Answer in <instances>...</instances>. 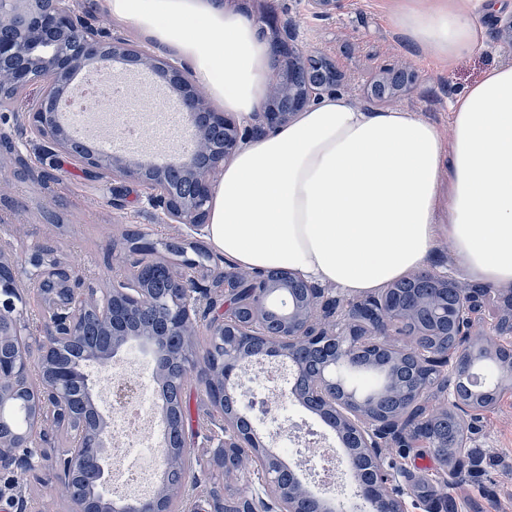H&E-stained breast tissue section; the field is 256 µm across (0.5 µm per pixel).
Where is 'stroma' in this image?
I'll return each instance as SVG.
<instances>
[{"mask_svg":"<svg viewBox=\"0 0 512 512\" xmlns=\"http://www.w3.org/2000/svg\"><path fill=\"white\" fill-rule=\"evenodd\" d=\"M227 8L252 19L275 11L281 21L292 22L301 56L320 59L340 76V92L376 110L405 108L432 122L447 125L449 103L464 87L503 63H512V48L499 43L492 31V16L476 10L485 30L483 50L463 56L452 68L438 66L403 41L389 25L385 0H340L330 17L313 14L308 0H224ZM77 14H88L90 23L105 35H119L132 46L151 47L152 41L127 22L101 12L97 0H73ZM413 71L416 81L405 92L384 99L371 95L380 72ZM168 101L153 86L135 79L110 84L98 122L101 137L112 142L116 154H125L122 130L130 124L143 130L136 152L151 154L158 129L167 125ZM29 170H18L9 155L0 156V248L16 260L28 259L33 249L52 245L61 261L75 268L95 288L111 287L113 278L127 268L123 248L125 230L136 226L154 240L192 236L183 224L162 223L146 203L135 182H119L122 206L113 208L108 182L96 181L81 166L65 156L45 158L27 145L22 149ZM53 168L55 179L48 189L32 180L34 172ZM320 428L317 416L296 403L278 410L277 423L258 425L280 459L300 476H308L311 464L290 429L301 424ZM469 434L477 452V465L466 480L446 487L442 462L427 448L405 450L391 446L386 462L405 470L425 485L432 505H452L453 512H512V390L502 394L488 410L467 416Z\"/></svg>","mask_w":512,"mask_h":512,"instance_id":"stroma-1","label":"stroma"}]
</instances>
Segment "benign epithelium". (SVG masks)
I'll list each match as a JSON object with an SVG mask.
<instances>
[{
	"label": "benign epithelium",
	"instance_id": "benign-epithelium-1",
	"mask_svg": "<svg viewBox=\"0 0 512 512\" xmlns=\"http://www.w3.org/2000/svg\"><path fill=\"white\" fill-rule=\"evenodd\" d=\"M259 34L269 38L274 52L285 58L283 71L269 88L263 111L254 124L242 129L223 112H217L176 62L131 46L116 35L104 43L100 33L75 16L70 0H48L41 10L35 0H0V88L22 89L44 83L42 96L31 102L19 128L28 143L42 154L59 153L75 159L93 178L133 179L144 189L147 204L166 224H186L201 232L221 166L240 147L247 134L261 136L290 121L336 81L295 85L288 72L300 64L290 27L265 13ZM497 39L512 46V14L494 21ZM124 60L158 77L177 96L182 110L195 124L196 146L175 165L191 183V193L181 194L169 182V164L143 158L97 153L77 142L59 117L64 87L85 69L112 82L113 61ZM14 156L25 167L13 139L0 135V153ZM156 244L144 240L129 251V273L106 292L84 286L76 271L38 247L28 263L35 269L33 291L40 299L45 332L37 335L25 322L19 306L26 305L19 288L18 261L0 255V416L9 401L27 395L32 401L26 430L0 435V475H35L47 471L65 492L69 512H96L81 487L84 476L103 494L107 512H409L406 498L418 506L421 495L403 487L402 470L385 467L383 451L396 443L403 448H436L430 425L438 416L457 410L479 411L475 400L498 396L512 388V295L504 298L505 314L479 337L471 336L480 315L486 288H470L456 279L434 273L436 287L450 298L417 293L401 298L391 287L377 296L342 300L333 288L282 270L278 277L243 272L207 253L206 268L212 284L205 286L191 270L198 262L187 260L177 271L162 262H147ZM423 307L433 320L418 329L420 336L446 335L455 330L458 350L437 344L414 343L396 348L388 343L392 331L412 320ZM205 325L210 346L197 351L194 336ZM112 332V348L101 362L117 359L128 346L152 356L158 384L169 381L170 367L181 378L203 363L200 375L206 398L217 414L214 424L224 436L204 437L210 456L202 461L190 451L186 433L175 444L163 434L159 465L163 477L152 493L132 497L112 495V415L96 410L97 425L90 431L72 397L75 376L66 369L49 371L52 357L63 346L96 334V327ZM380 349L395 359H410L416 379L402 386L394 377L386 388L403 397L408 412H386L364 393L347 385L342 372L355 354ZM277 357L297 383L280 385L276 401L296 402L316 414L343 448L340 459L352 477L348 492L313 485L285 466L267 449L256 430L240 422L253 408L241 407L238 390L248 367L264 358ZM38 366L39 383L30 382ZM438 403L429 411L426 402ZM71 438L58 448L60 435ZM259 463V487L229 495L214 490L207 504L189 498L197 488L196 466L233 476L245 465L244 456ZM472 459L467 437L449 455L442 456L444 483L455 486L463 478L464 463ZM0 498V512H33L26 488L10 484Z\"/></svg>",
	"mask_w": 512,
	"mask_h": 512
}]
</instances>
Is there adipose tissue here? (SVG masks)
Wrapping results in <instances>:
<instances>
[{"label":"adipose tissue","mask_w":512,"mask_h":512,"mask_svg":"<svg viewBox=\"0 0 512 512\" xmlns=\"http://www.w3.org/2000/svg\"><path fill=\"white\" fill-rule=\"evenodd\" d=\"M100 7L186 61L225 111H262L273 50L224 0ZM388 20L444 67L484 47L472 0H389ZM205 232L237 269L289 270L352 297L408 276L442 240L472 280L512 288V63L459 93L445 129L323 96L225 163Z\"/></svg>","instance_id":"adipose-tissue-1"}]
</instances>
